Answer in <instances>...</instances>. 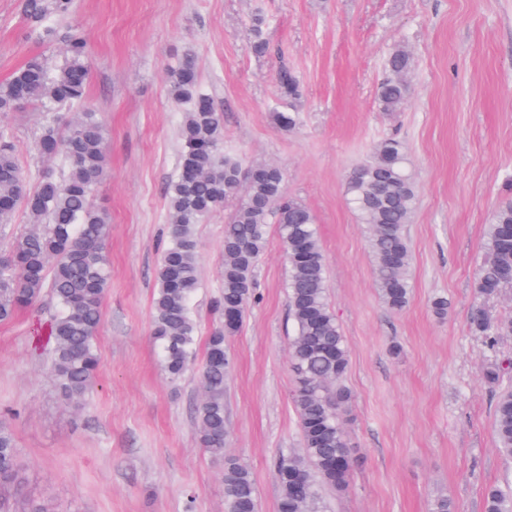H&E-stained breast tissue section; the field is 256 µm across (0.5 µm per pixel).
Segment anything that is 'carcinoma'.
Here are the masks:
<instances>
[{
  "instance_id": "1",
  "label": "carcinoma",
  "mask_w": 512,
  "mask_h": 512,
  "mask_svg": "<svg viewBox=\"0 0 512 512\" xmlns=\"http://www.w3.org/2000/svg\"><path fill=\"white\" fill-rule=\"evenodd\" d=\"M73 0H26L24 12L42 41L63 44L62 64L48 66L40 56L19 66L0 82V112H14L38 104L47 112L59 106H82L84 112L62 130L46 119L35 142L44 163L60 160V177L45 176L36 189L15 155L12 133L0 128V227L13 223L25 209L32 224L0 253V323L47 294L56 305L47 341L55 387L66 400L78 404L87 394L99 368L95 338L109 286L105 243L110 225L107 214L92 203L96 186L107 175V144L99 113L85 106L89 70L87 42L77 28L64 32L49 24L70 14ZM389 72L378 87L386 112L398 111L407 99L404 76L411 59L404 50L392 53ZM169 92L178 105L188 106L180 128L181 151L177 174L168 188L167 244L156 270L152 301V339L161 365L171 380L193 368L197 323L190 300L200 287L199 246L195 226L237 200L224 224L223 290L215 302L216 320L198 369L202 399L197 408L198 441L212 456L224 461L225 512H259L256 486L248 467L224 456L227 428L224 385L229 368L224 328L231 311L245 314L255 298L254 271L266 250L268 228L278 225L288 263V307L295 336L289 359L297 379L294 405L302 435L299 452L281 453L274 461L279 486L278 512H323L322 491L344 490L351 469L333 463L351 462V449L340 421L350 395L343 386L349 368L346 337L327 298L326 264L315 219L310 209L288 193L279 168L255 164L243 168L224 154V119L198 82L194 55L184 53L168 75ZM278 85L284 98L299 96L295 77L282 71ZM346 199L368 229L374 281L385 305L394 312L410 303L408 277L410 249L405 235L417 195L408 170L406 150L395 137L382 139L373 157L347 176ZM486 261L478 274L481 295L486 288L512 277V202L500 206L487 225L483 245ZM470 328L490 346L512 335V318L493 321L471 311ZM494 436L499 453L512 457V388H505L494 406ZM19 448L9 424L0 420V491H19L24 477L18 464ZM298 480L301 495L289 484ZM486 512H512V489L491 486L485 492ZM0 512H57L44 500L20 497L13 509Z\"/></svg>"
}]
</instances>
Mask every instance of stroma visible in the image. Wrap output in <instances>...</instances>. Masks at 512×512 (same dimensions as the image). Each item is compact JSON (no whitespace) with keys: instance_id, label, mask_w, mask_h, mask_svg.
Instances as JSON below:
<instances>
[{"instance_id":"obj_1","label":"stroma","mask_w":512,"mask_h":512,"mask_svg":"<svg viewBox=\"0 0 512 512\" xmlns=\"http://www.w3.org/2000/svg\"><path fill=\"white\" fill-rule=\"evenodd\" d=\"M87 37V104L100 112L108 176L93 203L111 233V281L97 345L100 369L81 406L59 396L48 350L32 345L49 298L0 323V418L25 470L24 496L61 512H224L221 466L200 447L197 373L168 379L151 339L168 186L181 151L182 106L168 70L192 52L201 89L224 116V151L242 166L278 165L288 193L312 211L327 271L328 302L350 350L344 429L349 484L324 492L326 512H429L448 495L458 512H485L488 486L512 488V458L494 441L493 407L512 373L488 383L486 366L512 360V336L488 346L469 327L483 306L512 317V289L477 292L495 209L512 201V0H73L56 19ZM261 26L264 53L252 48ZM413 60L410 95L382 111L377 87L396 49ZM50 64L59 46L30 34L23 0H0V81L29 57ZM300 95L281 98L279 68ZM299 116L291 130L274 112ZM45 114L1 115L30 183L45 169L34 145ZM407 149L417 207L406 234L412 297L391 312L373 281L366 229L347 203L346 175L374 145ZM235 208L197 225L200 286L191 299L199 338L222 292L224 224ZM288 263L277 225L254 272L257 298L227 341L226 454L251 471L260 512H278L275 457L302 447L289 362ZM443 296L448 314L434 313Z\"/></svg>"}]
</instances>
